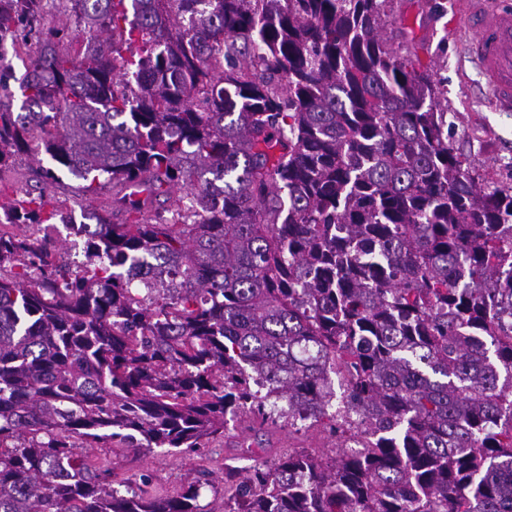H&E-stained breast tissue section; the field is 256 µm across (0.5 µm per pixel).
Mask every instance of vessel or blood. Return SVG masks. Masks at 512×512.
<instances>
[{
  "label": "vessel or blood",
  "instance_id": "obj_1",
  "mask_svg": "<svg viewBox=\"0 0 512 512\" xmlns=\"http://www.w3.org/2000/svg\"><path fill=\"white\" fill-rule=\"evenodd\" d=\"M459 14L471 31L469 48L501 110L512 111V10L490 9L485 0H458Z\"/></svg>",
  "mask_w": 512,
  "mask_h": 512
}]
</instances>
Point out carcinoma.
<instances>
[{"mask_svg":"<svg viewBox=\"0 0 512 512\" xmlns=\"http://www.w3.org/2000/svg\"><path fill=\"white\" fill-rule=\"evenodd\" d=\"M386 2L0 0V172L42 152L124 216L74 275L44 196L0 199V512H204L76 449L240 412L361 449L226 465L224 512H512V186L454 152Z\"/></svg>","mask_w":512,"mask_h":512,"instance_id":"1","label":"carcinoma"}]
</instances>
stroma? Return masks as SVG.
Here are the masks:
<instances>
[{"label": "stroma", "mask_w": 512, "mask_h": 512, "mask_svg": "<svg viewBox=\"0 0 512 512\" xmlns=\"http://www.w3.org/2000/svg\"><path fill=\"white\" fill-rule=\"evenodd\" d=\"M452 0H388L382 33L398 56H415V68L440 80L441 107L446 113L450 141L461 158L471 162L487 183L512 185V112L499 110L483 85L470 57V33L454 21ZM36 163L27 155L16 158L11 171L0 178V190L22 198L44 194L53 205H64L75 217L98 211L112 198L109 187L88 193L82 181L61 173L51 184L40 183ZM243 422L229 423L224 436L201 448L170 452L157 448L135 451L116 444L109 448H83L79 454L111 469L113 481L142 483L150 496H173L196 478H205L200 504L205 512H224V467H246L273 460L286 451L328 453L336 440L322 426L301 430L277 420L266 429L264 442L243 447Z\"/></svg>", "instance_id": "obj_1"}]
</instances>
